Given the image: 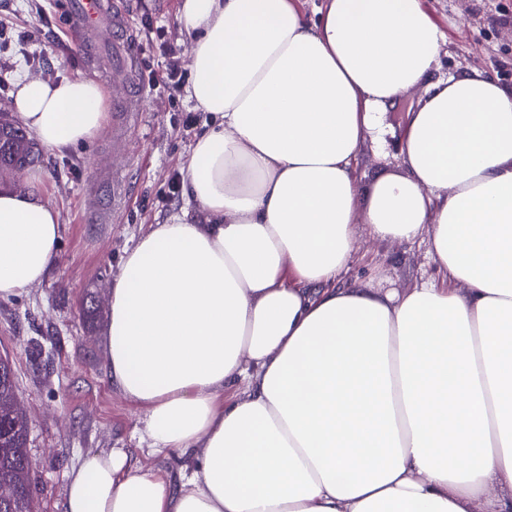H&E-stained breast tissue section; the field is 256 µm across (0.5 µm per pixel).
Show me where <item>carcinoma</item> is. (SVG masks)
Instances as JSON below:
<instances>
[{"label":"carcinoma","instance_id":"carcinoma-1","mask_svg":"<svg viewBox=\"0 0 512 512\" xmlns=\"http://www.w3.org/2000/svg\"><path fill=\"white\" fill-rule=\"evenodd\" d=\"M0 157H18L34 163L39 154L36 144L27 138L23 128L5 120L0 123ZM15 396L11 364L0 357V485H10L16 490L13 500L6 505L0 503V512H32L35 482L26 463L28 423L9 413V405Z\"/></svg>","mask_w":512,"mask_h":512}]
</instances>
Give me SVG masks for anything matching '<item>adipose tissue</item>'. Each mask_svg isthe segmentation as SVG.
I'll return each instance as SVG.
<instances>
[{
	"label": "adipose tissue",
	"instance_id": "1",
	"mask_svg": "<svg viewBox=\"0 0 512 512\" xmlns=\"http://www.w3.org/2000/svg\"><path fill=\"white\" fill-rule=\"evenodd\" d=\"M189 96L217 123L186 201L112 282V382L180 482L85 454L63 512H512V86L434 78L423 0H184ZM418 90L404 170L363 188L378 111ZM18 123L49 152L95 139V80L27 78ZM58 209L0 191V299L59 258ZM427 237L444 276L401 295L337 286L358 225ZM246 382L244 398L224 387Z\"/></svg>",
	"mask_w": 512,
	"mask_h": 512
}]
</instances>
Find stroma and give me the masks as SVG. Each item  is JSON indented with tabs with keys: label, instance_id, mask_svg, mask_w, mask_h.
Listing matches in <instances>:
<instances>
[{
	"label": "stroma",
	"instance_id": "1",
	"mask_svg": "<svg viewBox=\"0 0 512 512\" xmlns=\"http://www.w3.org/2000/svg\"><path fill=\"white\" fill-rule=\"evenodd\" d=\"M129 22L139 55L145 110L127 134L125 149L112 148V130L94 140L41 152L38 182L18 173L0 175L1 189H33L60 212L59 261L41 284L0 299V356L7 357L16 396L29 425L28 456L36 487L33 512H63L68 475L89 452L125 449L145 469L172 479L187 474L176 452L156 453L143 432V412L112 385L105 331L109 285L125 251L184 204L172 187L196 141L213 122L195 108L186 89L152 87L169 53L187 62L190 37L178 15L183 0H115ZM447 42L436 77L481 73L512 85V0H423ZM158 28L146 40L144 25ZM56 0H0V111L12 114L11 92L27 77L58 81L86 76L111 91L80 40L68 36ZM421 94H404L377 115L374 135L363 142L358 177L370 185L402 172L401 137ZM123 172V198L112 201V172ZM429 241L385 242L362 237L341 284L402 294L440 279ZM98 301L88 319L82 306Z\"/></svg>",
	"mask_w": 512,
	"mask_h": 512
}]
</instances>
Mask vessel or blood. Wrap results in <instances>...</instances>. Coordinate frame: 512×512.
Returning <instances> with one entry per match:
<instances>
[{"mask_svg":"<svg viewBox=\"0 0 512 512\" xmlns=\"http://www.w3.org/2000/svg\"><path fill=\"white\" fill-rule=\"evenodd\" d=\"M68 30L84 44L95 47L102 28H111V57L97 56L99 67L112 71V110L117 118L112 126L113 146H122L125 134L143 110L144 94L137 80V48L128 36L127 21L111 0H68Z\"/></svg>","mask_w":512,"mask_h":512,"instance_id":"obj_1","label":"vessel or blood"}]
</instances>
